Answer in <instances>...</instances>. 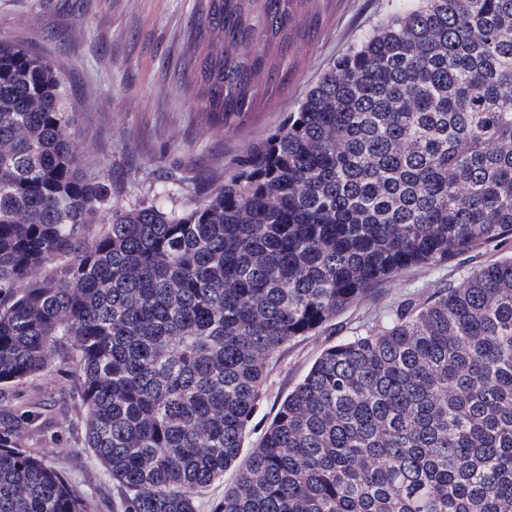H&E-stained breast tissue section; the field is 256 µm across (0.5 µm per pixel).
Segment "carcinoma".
<instances>
[{
	"label": "carcinoma",
	"instance_id": "obj_1",
	"mask_svg": "<svg viewBox=\"0 0 512 512\" xmlns=\"http://www.w3.org/2000/svg\"><path fill=\"white\" fill-rule=\"evenodd\" d=\"M309 0H205L218 128L284 82ZM64 81L0 41V399L61 357L122 512H512V255L326 349L244 465L266 363L381 281L512 237V0H403L177 214L80 172ZM59 263L60 272L48 268ZM20 283L25 287L14 288ZM0 405V512H95ZM234 476L235 470L231 468L224 473L223 481L197 492L195 494V501L198 512H209L213 502L224 496V487L227 488L232 484Z\"/></svg>",
	"mask_w": 512,
	"mask_h": 512
}]
</instances>
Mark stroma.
Listing matches in <instances>:
<instances>
[{
	"label": "stroma",
	"mask_w": 512,
	"mask_h": 512,
	"mask_svg": "<svg viewBox=\"0 0 512 512\" xmlns=\"http://www.w3.org/2000/svg\"><path fill=\"white\" fill-rule=\"evenodd\" d=\"M204 0H0V41L26 45L63 78L70 134L86 179L103 180L123 207L153 203L183 212L220 185L234 163L296 111L310 88L356 44L395 0H312L320 14L313 38L292 57L287 84L259 87L251 112L220 132L201 108L193 77L192 32ZM512 253V239L485 245L439 265H419L376 285L309 336L275 351L246 447H255L282 401L324 350L363 333L387 311L422 304L436 289L461 282L480 264ZM54 390L42 377L8 389L5 403L29 409L50 394L64 396L66 412L46 415L26 440L43 459L104 501L112 512L119 492L92 457L71 458L83 447V410L74 395L73 367L55 360Z\"/></svg>",
	"instance_id": "1"
}]
</instances>
